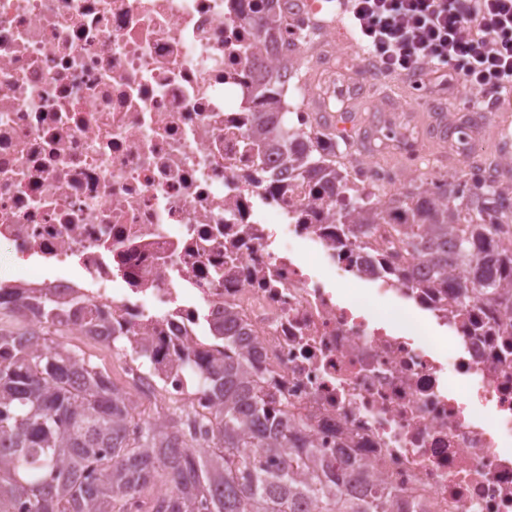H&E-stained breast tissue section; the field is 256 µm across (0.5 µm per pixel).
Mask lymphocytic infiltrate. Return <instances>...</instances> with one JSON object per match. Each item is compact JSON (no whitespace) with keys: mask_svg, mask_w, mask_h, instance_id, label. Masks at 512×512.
Here are the masks:
<instances>
[{"mask_svg":"<svg viewBox=\"0 0 512 512\" xmlns=\"http://www.w3.org/2000/svg\"><path fill=\"white\" fill-rule=\"evenodd\" d=\"M377 68L494 97L512 86V0H336Z\"/></svg>","mask_w":512,"mask_h":512,"instance_id":"1","label":"lymphocytic infiltrate"}]
</instances>
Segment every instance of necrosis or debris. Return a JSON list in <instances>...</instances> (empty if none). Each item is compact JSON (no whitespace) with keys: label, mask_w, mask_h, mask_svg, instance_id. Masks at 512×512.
<instances>
[{"label":"necrosis or debris","mask_w":512,"mask_h":512,"mask_svg":"<svg viewBox=\"0 0 512 512\" xmlns=\"http://www.w3.org/2000/svg\"><path fill=\"white\" fill-rule=\"evenodd\" d=\"M257 0H0V245L30 297L67 302L68 333L112 343L136 401L205 411L181 353L219 348L225 309L308 447L364 464L393 512H512V311L460 308L392 273L408 258L372 227L377 273L302 182L276 188L252 115ZM316 0H281L275 67L330 69ZM365 283L362 297L340 287ZM375 296L399 305L391 319ZM94 310L111 326H91ZM148 336L157 378L133 339Z\"/></svg>","instance_id":"4bbe7bcc"}]
</instances>
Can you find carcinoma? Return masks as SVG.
<instances>
[{"mask_svg": "<svg viewBox=\"0 0 512 512\" xmlns=\"http://www.w3.org/2000/svg\"><path fill=\"white\" fill-rule=\"evenodd\" d=\"M275 0L251 20L275 43ZM266 108L252 116L257 155L308 184L335 207L336 223L370 236L378 206L336 166L337 144L295 132L281 112L289 82L254 63ZM392 232L424 258L429 288H447L467 308L492 300L512 308V192L493 180L467 190L442 181L392 200ZM41 325L17 339L0 330V512H388L389 497L355 485L354 467L304 446L263 382L247 375L236 332L218 329L224 351L202 356L195 380L213 411L178 408L130 429L138 405L84 357L52 340L69 316L41 297ZM166 487L160 491V487Z\"/></svg>", "mask_w": 512, "mask_h": 512, "instance_id": "obj_1", "label": "carcinoma"}]
</instances>
